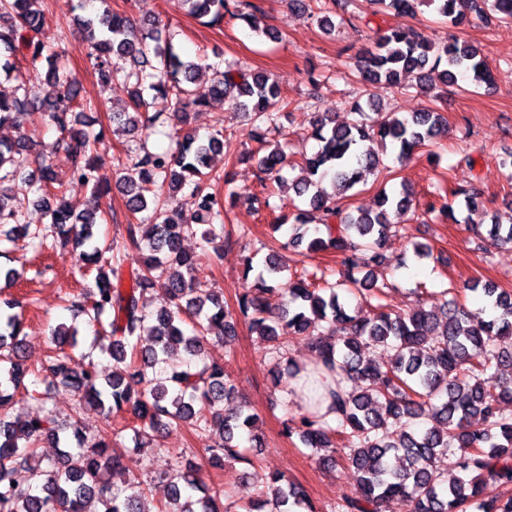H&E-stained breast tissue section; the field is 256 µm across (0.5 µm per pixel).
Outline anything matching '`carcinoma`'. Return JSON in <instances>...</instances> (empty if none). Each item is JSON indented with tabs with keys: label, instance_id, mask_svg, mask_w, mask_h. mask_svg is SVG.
Instances as JSON below:
<instances>
[{
	"label": "carcinoma",
	"instance_id": "obj_1",
	"mask_svg": "<svg viewBox=\"0 0 512 512\" xmlns=\"http://www.w3.org/2000/svg\"><path fill=\"white\" fill-rule=\"evenodd\" d=\"M38 0H0V70L13 74L14 84H0V130L20 129L33 115L59 133L48 148L22 134L0 137V224L11 232L30 235L41 251L80 249L78 261L91 267L109 260L111 276L99 274L95 285L79 300L71 301L73 319L100 329L110 328L108 343L94 337L93 346L109 354L122 368L102 378L94 362L75 369L65 347L78 344V328L59 326L52 339L59 351L48 361V389L77 393L80 402L97 408L105 421L129 413L136 424L132 450L148 444L151 433L163 427L188 429L205 443L207 464L220 468L226 462L253 464L246 444L261 445L255 433L256 415L238 400L234 383L224 375L223 364L204 357L213 338L228 343L236 337L237 321L271 343L272 352L284 358L288 342L302 338L314 350L312 367L288 360V376L305 383L323 371L339 376L331 403L322 412L318 404L285 420V430L297 434L301 443L322 453L330 467L343 460L353 471L360 494L337 503L335 512H381L384 503L400 501L406 512H512V497L486 500L482 492L489 483L512 486V378L499 376L512 368V347L499 341L512 336V290L478 282L468 290L479 294L492 308L487 320L473 321L449 289L432 293L431 310L400 313L384 298L386 280L375 278L373 269L385 264L382 248L396 225L389 211L402 213L413 205L414 193L406 186L378 193V209L347 213L340 205L347 192L366 176L384 167L380 154L366 146L374 140L389 145L406 158L435 140L445 118L434 108L418 112H367L358 100L347 103L351 119L337 122L329 115L310 119L311 137L317 151L305 159L302 174L292 180L296 197L320 214L318 226L297 214L288 225V244L305 246L309 253H336V271L321 269L297 279L288 277V265L276 253L265 261L266 275L255 288L239 295L237 311L224 309V302L197 281V259L182 248L184 239L202 225L201 238L213 245V258L224 259L230 242L224 226V203L212 191L213 183L232 182L229 164L224 173L214 171L215 157L224 152V128L206 136L186 134L175 150L128 155L117 164V183L126 207L138 222L126 227V235L101 246L94 233L106 221L101 199L110 193L102 184L103 139L100 134L77 130L84 112L78 82L62 61L38 40L26 44V66L10 61L15 55L14 35L38 32L45 13ZM188 14L210 26L224 18L245 21L255 32L278 40L271 27L259 29L251 2L231 0H184ZM375 15L413 14L421 4L435 6L452 24L472 15H483L486 6L512 21V0H370ZM101 8L86 10L75 19L87 43L94 74L103 85L121 79L131 85L128 107L112 111V132L134 134L165 124L185 127L190 114L215 100L260 122L266 136H283L281 113L269 111L279 102L288 108L279 82L263 72H246L231 66L214 73L203 92L193 88L205 65L199 57L177 54L171 40L160 44L158 18L144 13L136 19L112 11L108 0ZM355 69L365 83L406 88L404 80H416L422 90L427 77L439 72L442 82L457 77L473 83L493 78L481 50L457 38L434 46L413 29L387 28L375 32L370 45L355 59ZM53 83L57 95L39 100L35 83ZM170 101L169 111L151 113L146 97ZM63 150L73 161L75 180L92 185L90 207L76 214L64 202V190L54 177L49 154ZM288 167L287 155L276 143L259 159L263 178L280 182ZM329 178L330 186L323 185ZM158 184L159 194L147 201L139 184ZM24 185L39 195L49 218L51 236L30 231V225L10 205L13 188ZM188 190L196 210L188 214L174 201ZM484 194L481 180L452 191L464 198L468 215L477 213ZM479 243L512 245V217L504 224H471ZM141 255L129 282L121 274L124 258ZM366 256L372 268L366 276H354L357 253ZM163 283L169 305L150 308L148 294ZM347 293L372 307L366 315L350 312L341 301ZM15 301L3 302L0 330V512H139L138 500L112 486L108 474L124 469L112 447L111 425L88 435L73 422L61 420L47 409L41 415L9 418L16 392L27 388L30 375L24 363L21 320ZM382 349L388 361L377 363L370 350ZM182 352L179 369L167 370L168 359ZM483 424L480 431L468 429L471 419ZM44 442L58 449L45 458L37 448ZM448 467H439L441 458ZM168 500L159 512H229L224 489L206 482L202 468L188 462L168 475ZM241 512H315L305 489L272 472L261 486H250L239 497Z\"/></svg>",
	"mask_w": 512,
	"mask_h": 512
}]
</instances>
